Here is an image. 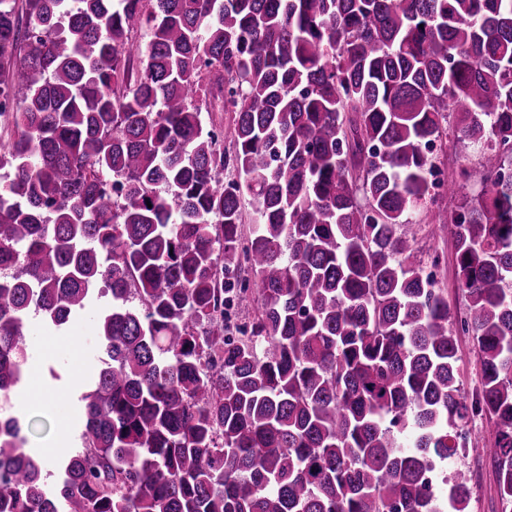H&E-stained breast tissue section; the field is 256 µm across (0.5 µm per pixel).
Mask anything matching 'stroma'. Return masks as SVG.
Listing matches in <instances>:
<instances>
[{"instance_id":"1","label":"stroma","mask_w":512,"mask_h":512,"mask_svg":"<svg viewBox=\"0 0 512 512\" xmlns=\"http://www.w3.org/2000/svg\"><path fill=\"white\" fill-rule=\"evenodd\" d=\"M417 242L424 257H439L435 279L452 307L466 304L457 286L454 240L450 234L433 235L425 214H416ZM31 357L26 364L22 386L13 410L35 427L27 447L46 460H56L65 448L56 438L60 423L76 427L79 422L75 398L94 375L103 347L94 314L86 312L75 319L67 332L44 331L39 317H31L26 336ZM471 443L462 461L472 473L468 512H501L495 471L483 450L492 441L488 420L478 418L469 425Z\"/></svg>"}]
</instances>
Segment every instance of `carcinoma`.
Masks as SVG:
<instances>
[{"mask_svg":"<svg viewBox=\"0 0 512 512\" xmlns=\"http://www.w3.org/2000/svg\"><path fill=\"white\" fill-rule=\"evenodd\" d=\"M4 115L0 389L31 314L112 303L80 446L50 464L12 419L0 512H466L470 471L438 466L478 416L512 512V0H0ZM450 136L479 158L444 190L483 193L448 207ZM415 221H417V242L423 252V256L427 260L429 257L438 255L440 262L436 268H428L435 274L438 286L448 296V302L454 308H463L466 304L464 293L457 288V274L455 265V249L454 240L448 233L442 235H432L430 233L431 224L425 213H416ZM459 345L463 356V362L461 363L463 387L467 395L471 398L473 395L479 393L482 387L480 365L472 351L470 336L461 333L459 336Z\"/></svg>","mask_w":512,"mask_h":512,"instance_id":"cac0c4a2","label":"carcinoma"}]
</instances>
